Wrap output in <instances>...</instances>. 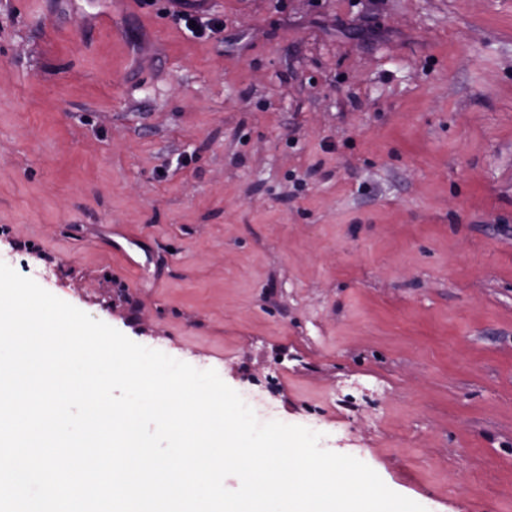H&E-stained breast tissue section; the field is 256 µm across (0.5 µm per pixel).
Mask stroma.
<instances>
[{"mask_svg":"<svg viewBox=\"0 0 512 512\" xmlns=\"http://www.w3.org/2000/svg\"><path fill=\"white\" fill-rule=\"evenodd\" d=\"M180 9L0 0V261L427 512H512V0ZM181 18L184 21V26L188 32L194 37L202 38L207 34V31L213 32L216 28H221V22H212L210 20L203 21L198 18L194 10H183ZM194 21V24H191Z\"/></svg>","mask_w":512,"mask_h":512,"instance_id":"1","label":"stroma"}]
</instances>
